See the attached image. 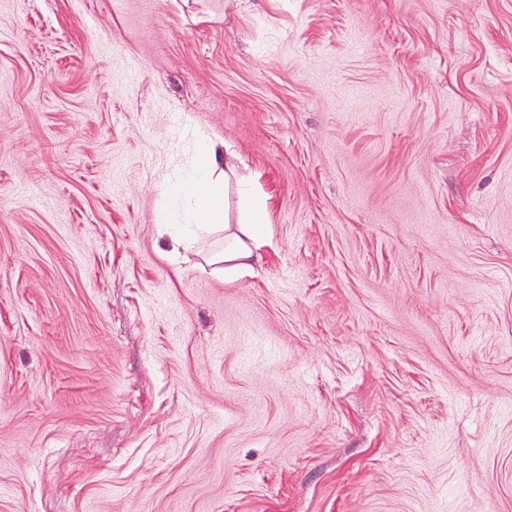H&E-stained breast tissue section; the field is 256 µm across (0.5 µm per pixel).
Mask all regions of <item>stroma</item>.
Returning <instances> with one entry per match:
<instances>
[{
  "instance_id": "obj_1",
  "label": "stroma",
  "mask_w": 512,
  "mask_h": 512,
  "mask_svg": "<svg viewBox=\"0 0 512 512\" xmlns=\"http://www.w3.org/2000/svg\"><path fill=\"white\" fill-rule=\"evenodd\" d=\"M0 512H512V0H0ZM203 163L194 178L177 187L179 192L193 200V207L187 215V224H213L221 226L224 213V249L211 255V262L224 264V276H241L253 270L250 260L257 249L270 236V215L264 201L257 199L250 183L237 180L240 224H227L224 212V195L230 176H235V166L224 158V182L214 173L217 169L216 147L204 144L201 148ZM223 226V225H222Z\"/></svg>"
}]
</instances>
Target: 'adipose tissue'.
<instances>
[{"label": "adipose tissue", "mask_w": 512, "mask_h": 512, "mask_svg": "<svg viewBox=\"0 0 512 512\" xmlns=\"http://www.w3.org/2000/svg\"><path fill=\"white\" fill-rule=\"evenodd\" d=\"M203 163L194 178L180 185V192L189 196L193 206L187 215L191 224H213L224 228V247L211 256L212 263L223 265L224 274L236 277L251 271L250 260L270 235V215L264 201L257 199L246 179H238V198L241 220L236 224H223L226 179L234 175L232 161L216 162V147L212 144L201 148ZM223 169V177H216V169Z\"/></svg>", "instance_id": "ef3b65f1"}]
</instances>
